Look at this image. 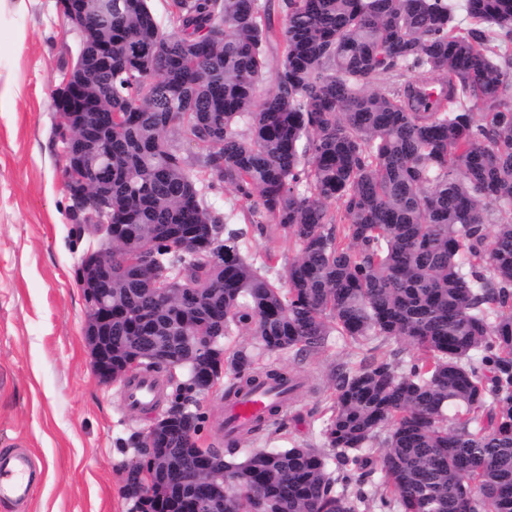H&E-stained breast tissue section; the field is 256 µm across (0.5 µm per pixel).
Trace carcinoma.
<instances>
[{
	"label": "carcinoma",
	"instance_id": "1",
	"mask_svg": "<svg viewBox=\"0 0 512 512\" xmlns=\"http://www.w3.org/2000/svg\"><path fill=\"white\" fill-rule=\"evenodd\" d=\"M83 3L112 32V72L89 76L112 128L82 148L90 197L112 169L113 377L136 376L131 354L144 372L191 367L166 395L167 432L140 435L133 512H191L207 485L183 480L204 376L230 369L226 401L303 386L245 349L215 362L234 326L271 355L331 336L369 348L332 373L322 447L212 453L224 496L205 512H512V0H282L278 30L260 0H171L167 30L148 0ZM403 71L402 88L375 87ZM179 132L205 152L181 154ZM227 187L296 250L278 282L263 274L275 255L246 254L248 230L208 205ZM187 233L215 260L179 250ZM393 341L418 355L400 361ZM161 348L170 359L152 360ZM280 411L227 447L273 439Z\"/></svg>",
	"mask_w": 512,
	"mask_h": 512
}]
</instances>
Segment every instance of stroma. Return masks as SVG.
<instances>
[{
  "label": "stroma",
  "instance_id": "stroma-1",
  "mask_svg": "<svg viewBox=\"0 0 512 512\" xmlns=\"http://www.w3.org/2000/svg\"><path fill=\"white\" fill-rule=\"evenodd\" d=\"M78 46L57 0H0V89L10 93L0 103V458L24 452L37 471L26 499L0 500V512H131L123 470L155 416L123 409L120 384L96 378L85 342L77 272L100 241L69 217L52 108ZM361 357L334 336L317 354L283 356L320 390L294 393L275 447L314 442L330 373ZM192 409L203 417L200 447L223 448L221 393Z\"/></svg>",
  "mask_w": 512,
  "mask_h": 512
}]
</instances>
